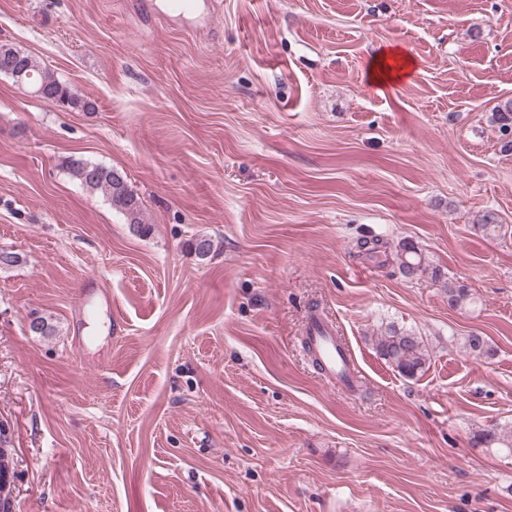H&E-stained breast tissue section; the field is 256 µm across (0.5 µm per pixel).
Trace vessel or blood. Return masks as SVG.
Returning a JSON list of instances; mask_svg holds the SVG:
<instances>
[{
  "label": "vessel or blood",
  "instance_id": "b4317fda",
  "mask_svg": "<svg viewBox=\"0 0 512 512\" xmlns=\"http://www.w3.org/2000/svg\"><path fill=\"white\" fill-rule=\"evenodd\" d=\"M305 342L317 355L328 383L351 394L357 391L361 380L359 371L347 343L339 336L331 319L320 311H313L306 324Z\"/></svg>",
  "mask_w": 512,
  "mask_h": 512
}]
</instances>
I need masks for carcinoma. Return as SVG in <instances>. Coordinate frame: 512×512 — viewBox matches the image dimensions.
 <instances>
[{"label": "carcinoma", "mask_w": 512, "mask_h": 512, "mask_svg": "<svg viewBox=\"0 0 512 512\" xmlns=\"http://www.w3.org/2000/svg\"><path fill=\"white\" fill-rule=\"evenodd\" d=\"M6 60L20 64L26 86L43 101L72 110L94 109L90 101L43 67L33 55L11 44L1 43L0 63ZM491 120L498 129L501 151L512 152V99L495 106ZM64 165L73 179L87 190L101 193L112 209L121 213L138 232L143 235L150 232L151 225L143 219L141 201L120 172L109 166L76 157L67 158ZM358 248L362 253L375 258L386 253L387 246L381 239L372 238L359 241ZM397 256L401 273L407 278L429 270L422 253L410 243L400 244ZM431 275L441 277L440 270L431 271ZM470 302L471 293L466 286H448V307L462 309ZM461 348L475 357L492 355V347L488 341L477 334L463 337ZM376 349L392 369L408 379H414L423 372L428 359L423 338L394 325L377 337ZM474 443L486 448H505L512 453V427L493 425L480 429L474 435ZM12 461V449L8 448L7 440L0 439V503L8 506L12 505Z\"/></svg>", "instance_id": "1"}]
</instances>
